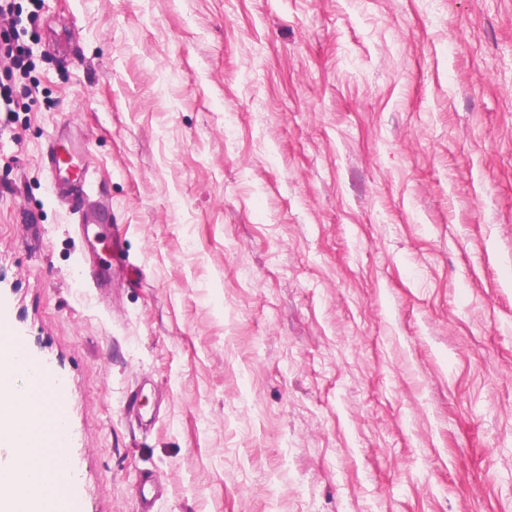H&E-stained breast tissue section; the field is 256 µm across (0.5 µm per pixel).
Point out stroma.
I'll return each mask as SVG.
<instances>
[{
	"instance_id": "stroma-1",
	"label": "stroma",
	"mask_w": 512,
	"mask_h": 512,
	"mask_svg": "<svg viewBox=\"0 0 512 512\" xmlns=\"http://www.w3.org/2000/svg\"><path fill=\"white\" fill-rule=\"evenodd\" d=\"M17 3L0 323L66 512H512V0ZM78 151L73 125L69 123L49 141L42 157V164L49 175L50 186L62 203L68 204L78 221L85 220V204L92 196L89 167L75 163ZM72 169V171L69 170ZM66 171L68 176L59 180L57 176Z\"/></svg>"
}]
</instances>
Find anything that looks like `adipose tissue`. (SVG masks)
<instances>
[{"label":"adipose tissue","mask_w":512,"mask_h":512,"mask_svg":"<svg viewBox=\"0 0 512 512\" xmlns=\"http://www.w3.org/2000/svg\"><path fill=\"white\" fill-rule=\"evenodd\" d=\"M21 353L15 345H0V451L8 453L0 460V512H55L67 483L62 461L45 462L35 450L43 442L42 410L32 393L47 379ZM20 378L26 383L21 390Z\"/></svg>","instance_id":"1"}]
</instances>
